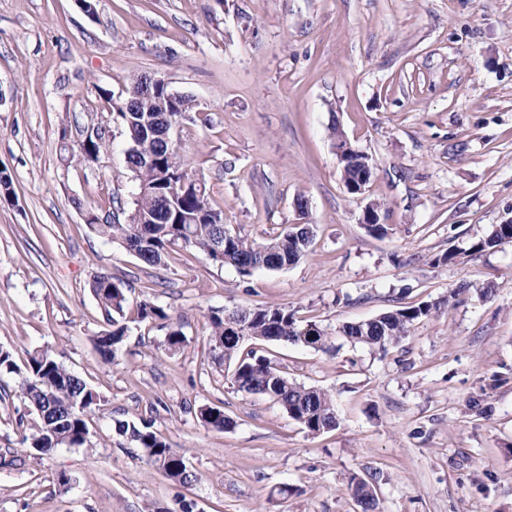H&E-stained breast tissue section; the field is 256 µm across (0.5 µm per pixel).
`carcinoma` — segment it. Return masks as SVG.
Segmentation results:
<instances>
[{
  "label": "carcinoma",
  "instance_id": "1",
  "mask_svg": "<svg viewBox=\"0 0 512 512\" xmlns=\"http://www.w3.org/2000/svg\"><path fill=\"white\" fill-rule=\"evenodd\" d=\"M117 116L128 139L127 171L136 185L132 211L141 223L121 224L101 222L95 215L88 224L101 236L119 240L136 249V258L149 267L165 263L169 249L183 244L214 261L234 267L240 276L249 277L260 268L278 270L297 263L312 241L314 228L309 224H292L280 236L269 242H248L225 227L224 217L209 202L205 183L196 177L182 158L175 142L156 140L153 147L157 159L143 162L141 146L150 135L143 125L145 113L126 112L117 106ZM108 148L103 132L84 144L71 148L70 160L90 165L100 159ZM183 177L194 180L183 192L173 181ZM512 240V224L500 225V230L473 240L467 252L471 254L493 250ZM105 314L112 318V330L93 337V346L100 358L109 363L124 341L127 326L122 323L127 297L124 289L101 274L91 285ZM473 285L463 281L438 304L421 301L401 306L365 321L345 322L338 334L352 343H361L385 352L408 336L412 326L432 314L440 305L470 292ZM139 318L160 322L167 329V350H177L184 343L179 327L170 322L163 308L143 301ZM215 359L231 369L232 385L239 392L258 394L277 402L303 429L312 435L333 430L338 425L336 401L322 390L306 387L288 379L265 353L244 348L248 339L274 344L293 343L315 351L333 349L332 334L313 321L299 323L294 311L281 306L257 307L241 322L238 311L211 310L206 315ZM24 373L22 391L30 413L34 415L31 431L22 435V452L28 456L47 455L59 447H82L89 444L88 414L99 406L100 397L84 379L69 371L49 350L28 354L20 367L8 351L0 350V373ZM199 419L208 429L224 431L232 421L219 407L202 406ZM118 432L140 449L141 458L157 466L173 483L190 486L197 476L187 473L189 460L175 451L156 431L152 423L120 422ZM376 472L349 478L353 498L361 512H376L378 498Z\"/></svg>",
  "mask_w": 512,
  "mask_h": 512
}]
</instances>
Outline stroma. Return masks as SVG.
Wrapping results in <instances>:
<instances>
[{"label":"stroma","instance_id":"35a3bbf8","mask_svg":"<svg viewBox=\"0 0 512 512\" xmlns=\"http://www.w3.org/2000/svg\"><path fill=\"white\" fill-rule=\"evenodd\" d=\"M0 0V348L17 364L49 349L100 395L90 443L0 467V512H361L350 475L380 471L378 512H512V242L439 263L512 222V0ZM157 74L193 103L174 139L227 227L263 242L310 224L305 255L240 276L173 248L142 264L89 213L133 206L126 137L111 98ZM110 144L67 161L86 128ZM374 163L349 193L333 127ZM381 206L386 236L362 223ZM127 296L124 344L90 285ZM475 292L444 300L459 282ZM491 288L481 297L479 288ZM183 347L137 318L143 300ZM420 301L439 311L380 353L338 336ZM285 306L335 334L336 353H268L289 379L335 396L336 429L309 435L275 401L237 391L214 360L209 310ZM23 377L0 375V455L19 447ZM232 425L205 428L199 407ZM150 419L197 481L139 459L120 421ZM71 478L68 488L59 474ZM293 486L288 497L281 485ZM92 291L108 317H112V330L93 337V346L104 362L114 360L124 341L127 326L122 323L127 297L124 288L112 282L107 275L96 276L91 285ZM138 315L142 321H159L161 327L167 328L166 346L168 351L180 349L183 345L184 335L182 331L173 322H170V317L163 308L149 301H143L139 304Z\"/></svg>","mask_w":512,"mask_h":512}]
</instances>
